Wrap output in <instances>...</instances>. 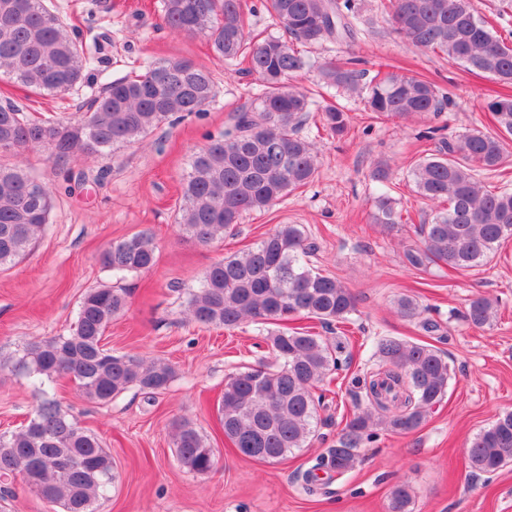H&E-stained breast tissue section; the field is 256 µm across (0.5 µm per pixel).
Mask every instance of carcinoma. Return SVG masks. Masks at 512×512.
Returning a JSON list of instances; mask_svg holds the SVG:
<instances>
[{"instance_id":"obj_1","label":"carcinoma","mask_w":512,"mask_h":512,"mask_svg":"<svg viewBox=\"0 0 512 512\" xmlns=\"http://www.w3.org/2000/svg\"><path fill=\"white\" fill-rule=\"evenodd\" d=\"M263 8L288 34L283 39L250 31L245 0H161L166 27L174 35L203 36L227 65L243 64L259 81L253 99L237 107L229 125L209 134L192 157L182 186L178 226L194 243L207 247L243 215L265 210L310 185L317 176L320 148L301 135L306 114L315 106L323 129L344 137L350 129L340 99L321 102L290 85V77L310 67L294 47L353 42L361 34L356 0H262ZM393 31L412 46L439 53L467 70L512 87V40L476 12L473 0H383ZM97 60L48 0H0V74L38 94H66L96 70ZM366 61L350 57L321 66L323 83L364 102L375 118L439 115L454 106L452 92L435 83L388 71L367 77ZM218 76L210 68L180 59L145 65L134 79L109 80L77 107L76 119L49 116L36 121L24 108L0 105V153L49 150L63 166L72 158H96L112 148L145 137L182 113L201 115L216 95ZM493 132L469 130L440 137L432 152L410 170L417 193L434 207L431 220L415 227L417 240L404 246L406 266L428 272L434 267L475 270L493 261L512 243V191L493 192L482 175L512 166L506 139L512 138V94L485 101ZM70 185L52 188L19 166L0 164V266L22 260L45 232L54 196L70 195ZM375 221L393 231L402 223L394 199L381 195ZM314 244L301 224H279L237 254L213 263L195 288H178L186 320L205 327L234 329L244 323L280 325L304 314L325 326L344 324L355 311L350 289L311 267ZM117 280L157 263L154 237L135 233L114 240L99 253ZM128 293L116 286L88 289L69 334L30 344L15 359L0 356V370L13 368L32 378L39 393L27 424L0 433V478H20L54 512H95L94 504L112 482V457L99 438L84 429L49 392L56 378L75 380L82 396L107 404L130 388L146 394L167 389L175 368L140 354L114 353L102 343L112 318L127 305ZM400 315L421 319L427 334L438 322L421 318L418 300H397ZM496 306L487 297L467 305L465 321L483 328ZM272 361L244 366L224 382L218 415L224 437L243 457L278 462L306 448L316 435L319 411L329 404L321 384L349 360L347 338L323 337L310 328L266 331ZM378 370L357 380L366 406L354 415L336 445L316 458L303 474L343 475L358 449L376 431L412 432L423 425L448 389L446 355L427 344L397 338L376 346ZM179 464L200 475L217 464L214 448L187 418L173 423ZM469 465L492 474L512 463V411L504 412L473 438ZM412 494L405 484L391 492L390 512H410Z\"/></svg>"}]
</instances>
